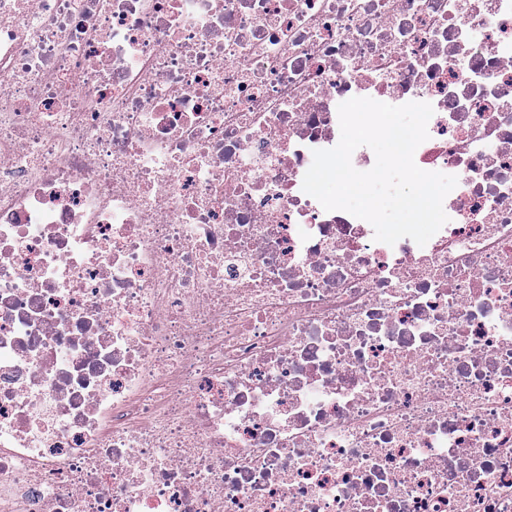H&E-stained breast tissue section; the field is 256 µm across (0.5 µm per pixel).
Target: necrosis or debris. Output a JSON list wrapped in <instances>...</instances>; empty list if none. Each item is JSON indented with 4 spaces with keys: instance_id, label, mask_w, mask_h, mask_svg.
Listing matches in <instances>:
<instances>
[{
    "instance_id": "obj_1",
    "label": "necrosis or debris",
    "mask_w": 512,
    "mask_h": 512,
    "mask_svg": "<svg viewBox=\"0 0 512 512\" xmlns=\"http://www.w3.org/2000/svg\"><path fill=\"white\" fill-rule=\"evenodd\" d=\"M353 97L425 246L302 189ZM0 512H512V0H0Z\"/></svg>"
}]
</instances>
